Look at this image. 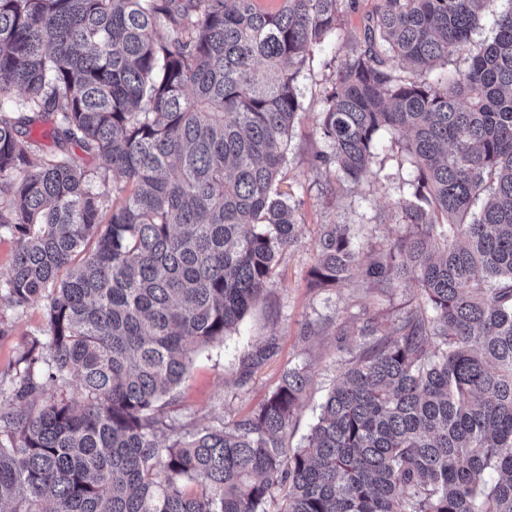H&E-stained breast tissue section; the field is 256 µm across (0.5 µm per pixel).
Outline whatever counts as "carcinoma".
<instances>
[{
  "label": "carcinoma",
  "instance_id": "carcinoma-1",
  "mask_svg": "<svg viewBox=\"0 0 512 512\" xmlns=\"http://www.w3.org/2000/svg\"><path fill=\"white\" fill-rule=\"evenodd\" d=\"M487 2L378 0L344 38L355 0H0V298L45 302L46 351L0 388V512H512V0L471 49ZM331 37L316 166L355 183L387 135L415 177L368 260L319 225L308 287L414 304L353 332L305 445L303 368L183 432L162 409L302 234L282 168ZM44 377L79 391L46 400Z\"/></svg>",
  "mask_w": 512,
  "mask_h": 512
}]
</instances>
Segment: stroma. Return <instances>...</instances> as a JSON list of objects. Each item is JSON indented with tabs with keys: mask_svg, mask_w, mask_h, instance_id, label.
Returning a JSON list of instances; mask_svg holds the SVG:
<instances>
[{
	"mask_svg": "<svg viewBox=\"0 0 512 512\" xmlns=\"http://www.w3.org/2000/svg\"><path fill=\"white\" fill-rule=\"evenodd\" d=\"M343 59L339 40H330L314 50L298 75L302 110L290 134L281 188L298 204L302 235L282 253L263 302L223 344L196 357L173 402L164 409L167 421L178 429L216 426L250 413L276 389L287 369L297 367L311 377L296 428L288 438L290 447L300 446L350 347L349 341L337 336V325L356 316L363 322L377 319L387 329L395 311L411 302V293L402 288L381 295L354 281L321 291L307 286L318 225H350L355 244L362 248L368 241L382 240L392 227L377 223L376 217L393 208L399 182L414 175L399 146L388 140L378 147L370 173L359 183L346 184L344 191H335L334 178L314 166V152L324 147L316 131L317 112ZM326 319L332 325L323 335L304 336L307 323ZM44 325L43 303L16 310L0 300V381L9 382L23 373V356L40 340ZM261 347L267 350L265 357L253 368L247 384H240L247 356Z\"/></svg>",
	"mask_w": 512,
	"mask_h": 512,
	"instance_id": "obj_1",
	"label": "stroma"
}]
</instances>
